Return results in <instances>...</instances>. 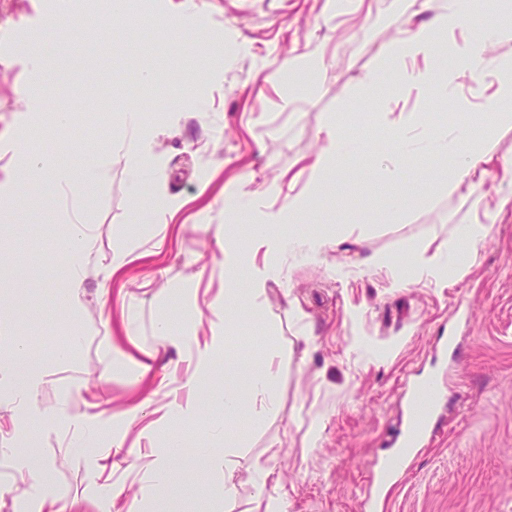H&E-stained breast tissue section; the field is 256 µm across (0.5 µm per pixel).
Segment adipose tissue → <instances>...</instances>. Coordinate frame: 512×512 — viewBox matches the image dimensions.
<instances>
[{
	"mask_svg": "<svg viewBox=\"0 0 512 512\" xmlns=\"http://www.w3.org/2000/svg\"><path fill=\"white\" fill-rule=\"evenodd\" d=\"M477 0H444L443 9L437 16L436 26H420L405 30L403 35L387 44L379 57L378 65L364 78L365 87L378 84L393 68L404 67L406 59L433 55L437 45H444L445 58L441 69L440 92L443 96L455 97L457 81L469 74L474 62L480 59L488 43L503 46L504 51L495 60V73L500 97L512 99V25L502 21L503 16L512 15V0H498L500 19L491 20L477 34L458 40L454 30L464 16L475 8ZM419 115L415 112L400 114L394 126L400 136L399 148L387 167L391 178L404 177L406 167L403 155L423 149L455 158L456 163L448 175V191L455 194L462 188L472 187L475 179L485 177V164L488 160L487 144L498 129L512 126V109L497 112L492 123L477 124L465 120L461 113H452L450 122L444 123L438 136L422 133L419 137H407L406 132L418 125ZM327 146L312 166V176L305 193L289 198L286 205L270 211L259 221L253 222L248 237L253 247L264 250L267 260L263 266H256L250 260L249 251L236 249L224 253V276L226 281H234L238 275H245L250 283L252 300H259L263 295L269 279L279 276L280 261L288 251L297 249L309 258H317L326 246L324 235L313 234L296 242L283 236L279 228L292 224L308 209L310 194L318 188L319 179L330 168L338 165L346 155L348 144L338 124H330L326 131ZM56 189L63 208L68 216V232L60 245L73 259H81L88 238L79 214L82 198L80 185L71 182L65 172H57ZM487 234L484 224L458 225L444 252L427 253L418 249L413 256L414 268L438 269L447 273L454 271L463 259L464 247L481 241ZM278 377L272 368L252 372L246 383L230 381L225 383L222 391L215 395L225 415H234L242 410H249L255 419H262L277 410ZM196 457L208 463L215 473L224 475V494L232 496L234 485L233 473L239 466L243 453L238 443L225 440L220 448H199Z\"/></svg>",
	"mask_w": 512,
	"mask_h": 512,
	"instance_id": "obj_1",
	"label": "adipose tissue"
}]
</instances>
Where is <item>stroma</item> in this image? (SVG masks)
Returning <instances> with one entry per match:
<instances>
[{"mask_svg": "<svg viewBox=\"0 0 512 512\" xmlns=\"http://www.w3.org/2000/svg\"><path fill=\"white\" fill-rule=\"evenodd\" d=\"M325 0H131L114 20L103 0H0V183L18 154L51 155L82 184L81 215L90 235L79 305L59 304L72 258L59 242L66 216L44 190L51 172L24 194L0 200V363L40 366L46 374L23 404L0 384V468L18 473L0 486V512H363L362 490L390 453L404 419L402 386L432 372L443 377L445 409L432 443L407 466L384 512H512V213L490 225L475 261L444 279L418 270L392 285L393 267L423 245L444 247L460 224L483 219L502 186L490 177L471 193L449 195L451 161L433 153L410 159L411 172L387 181L396 148L390 106L443 112L442 97L422 104L394 77L359 92L383 46L413 25L432 23L437 4L423 0H347L337 14ZM84 17L72 38L47 26L48 13ZM191 14L201 25L177 31L164 17ZM37 44L49 77L29 120L22 93L30 82L26 52ZM321 48L324 74L286 77L289 57ZM490 45L481 72L459 96L473 117L498 111ZM150 67L142 81L138 66ZM70 108L57 128L54 113ZM139 113V136L156 166L132 194L118 148L125 113ZM337 118L359 147L327 173L308 213L291 227L321 230L330 242L320 260L291 252L283 272L249 306L227 309L218 336L213 307L224 298V236L245 215L302 192ZM112 158V183L85 181V159ZM251 212L237 201L239 185ZM171 200L156 221L160 193ZM126 264L111 278L114 251ZM391 265H371L372 255ZM189 290L191 306L177 296ZM466 307L470 325L454 312ZM191 346L157 334L160 320ZM82 344L55 358L73 333ZM460 346L438 361L441 336ZM25 337L27 349L11 346ZM273 366L278 411L255 420L225 419L214 401L224 377ZM194 410L173 419L175 404ZM225 424L249 450L233 477L235 495L217 493L207 467H187L169 438L210 440ZM35 450L52 474L23 466ZM175 468L168 484L156 470Z\"/></svg>", "mask_w": 512, "mask_h": 512, "instance_id": "35a3bbf8", "label": "stroma"}]
</instances>
